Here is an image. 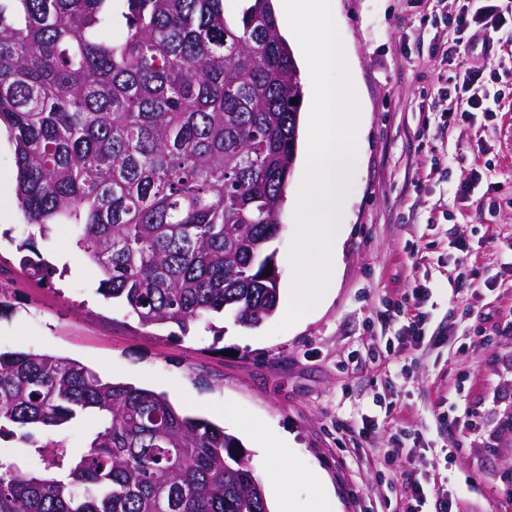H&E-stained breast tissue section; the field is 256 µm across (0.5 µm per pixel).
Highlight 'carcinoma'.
I'll return each mask as SVG.
<instances>
[{"instance_id":"obj_1","label":"carcinoma","mask_w":512,"mask_h":512,"mask_svg":"<svg viewBox=\"0 0 512 512\" xmlns=\"http://www.w3.org/2000/svg\"><path fill=\"white\" fill-rule=\"evenodd\" d=\"M246 2L229 19L224 0H0V124L23 218L42 238L72 225L100 293L145 328L186 336L212 313L256 327L278 311L267 245L302 84L272 0ZM88 409L83 452L38 437ZM10 437L43 468L0 457V512H270L236 437L75 360L0 352Z\"/></svg>"}]
</instances>
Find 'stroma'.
<instances>
[{
  "label": "stroma",
  "instance_id": "1",
  "mask_svg": "<svg viewBox=\"0 0 512 512\" xmlns=\"http://www.w3.org/2000/svg\"><path fill=\"white\" fill-rule=\"evenodd\" d=\"M462 5L336 0L363 141L336 288L317 315L278 333L273 321L249 328L229 314L182 337L141 327L98 294L99 270L70 225L35 244L52 280L22 272L29 228L11 184L0 187V351L68 357L165 394L179 411L209 419L221 408L288 438L326 475L341 512H387L410 470L460 512H512V102L494 114L438 107L457 67L434 48ZM474 169L479 187L461 193ZM416 284L429 290L423 341L406 343L397 362L378 359L403 325L385 317L387 302ZM340 421L371 423L361 447L338 446ZM238 436L268 502L282 490L308 512L311 486Z\"/></svg>",
  "mask_w": 512,
  "mask_h": 512
}]
</instances>
